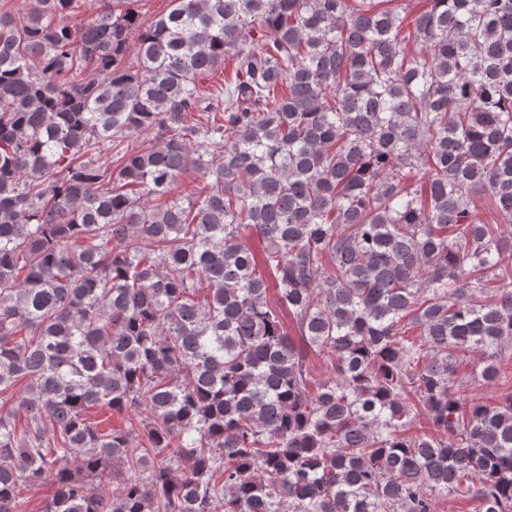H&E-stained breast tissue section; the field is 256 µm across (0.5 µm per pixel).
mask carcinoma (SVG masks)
I'll list each match as a JSON object with an SVG mask.
<instances>
[{
	"label": "carcinoma",
	"instance_id": "cac0c4a2",
	"mask_svg": "<svg viewBox=\"0 0 512 512\" xmlns=\"http://www.w3.org/2000/svg\"><path fill=\"white\" fill-rule=\"evenodd\" d=\"M100 2L0 12V512H512V0ZM484 362L479 355H466L460 360L456 377L470 399L494 402L512 395V343L502 348L497 357L498 377L492 383H485L481 378ZM309 361L317 380L325 381L336 375V361L330 354L316 352L311 355Z\"/></svg>",
	"mask_w": 512,
	"mask_h": 512
}]
</instances>
